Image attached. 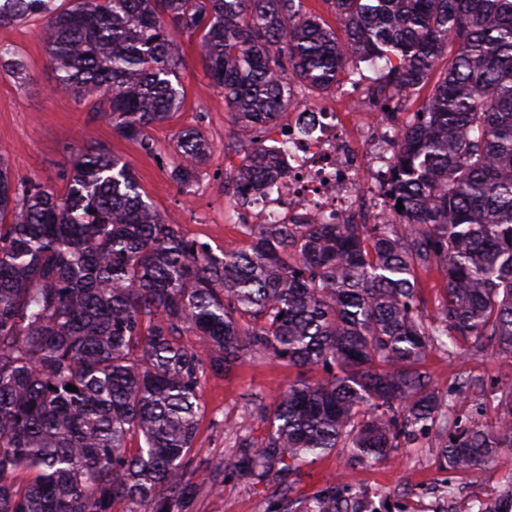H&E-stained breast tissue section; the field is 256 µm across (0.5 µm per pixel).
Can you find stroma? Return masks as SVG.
<instances>
[{"mask_svg":"<svg viewBox=\"0 0 512 512\" xmlns=\"http://www.w3.org/2000/svg\"><path fill=\"white\" fill-rule=\"evenodd\" d=\"M41 29L37 17L0 28V45L11 47L28 70L23 81L0 75V159L12 179L39 180L64 190L73 159L87 147H102L131 163L144 199L181 236L206 244L217 255L244 248L247 240L239 225L225 223L224 207L236 198V161L252 146L234 134L224 92L210 83L197 37L171 34L180 57L172 82L185 100L171 119L149 129L152 149L146 152L114 132L98 92L53 94L57 73ZM186 129L198 133L206 154L196 180L184 187L174 180L173 170L180 162L177 136ZM458 351L460 358L453 363L439 350L423 362L440 391H447L461 373L483 379L512 376L510 356L476 350L468 341L460 342ZM308 375L282 360L253 357L227 374L207 376L201 389L205 415L192 449L196 462L206 465L236 454L242 434L263 440L268 425L257 406L270 405L280 387ZM436 439L433 430L416 434L388 461L371 466L339 448L304 466L291 485L275 474L262 481L232 477L206 484L174 512H281L284 486L298 512H304L307 498L339 482L370 498L375 512H470L474 500L500 496L512 475V451H502L494 464L474 475L461 476L440 466L432 453Z\"/></svg>","mask_w":512,"mask_h":512,"instance_id":"35a3bbf8","label":"stroma"}]
</instances>
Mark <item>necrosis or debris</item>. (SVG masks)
<instances>
[{"label":"necrosis or debris","mask_w":512,"mask_h":512,"mask_svg":"<svg viewBox=\"0 0 512 512\" xmlns=\"http://www.w3.org/2000/svg\"><path fill=\"white\" fill-rule=\"evenodd\" d=\"M372 76L339 92L344 102L361 105L358 121L345 124L332 104L293 109L288 122L273 126L267 149L281 161V175L249 203L228 212L238 224H377L384 193L377 175L390 152L383 124L374 118L368 95Z\"/></svg>","instance_id":"necrosis-or-debris-1"}]
</instances>
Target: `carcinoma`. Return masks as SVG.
I'll return each mask as SVG.
<instances>
[{
	"label": "carcinoma",
	"instance_id": "carcinoma-1",
	"mask_svg": "<svg viewBox=\"0 0 512 512\" xmlns=\"http://www.w3.org/2000/svg\"><path fill=\"white\" fill-rule=\"evenodd\" d=\"M54 2L0 0V27L41 17L57 87L102 92L115 133L147 152V131L183 103L172 29L199 35L237 134L273 124L294 83L331 92L363 63L378 70L394 104L382 121L397 129L392 211L381 224H260L217 256L162 221L130 163L100 148L75 159L62 194L14 183L0 160V512H173L209 476L191 455L206 371L253 356L324 375L261 407L267 437L217 471L262 480L336 448L376 464L434 427L456 473L512 450L511 378L461 375L443 395L422 369L433 349L454 361L461 339L512 355V0H327L341 38L302 0ZM444 54L420 112L400 120ZM23 71L1 46L0 73ZM178 147L173 177L187 186L206 146L186 130ZM279 174L257 146L236 189L245 200ZM433 270L444 288L425 321L414 304ZM189 331L200 347L182 342ZM488 395L495 423L459 411ZM306 512L365 508L339 483ZM476 512H512V479Z\"/></svg>",
	"mask_w": 512,
	"mask_h": 512
}]
</instances>
